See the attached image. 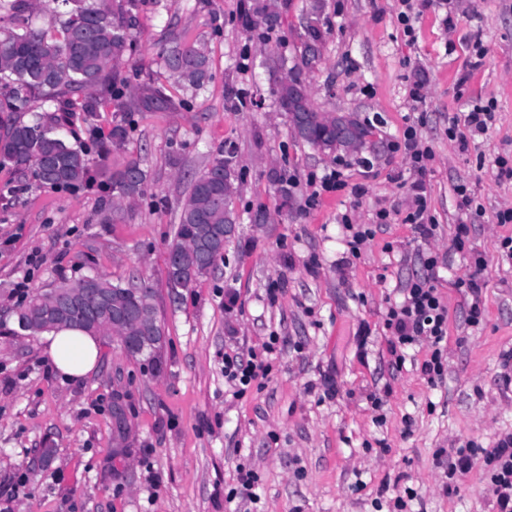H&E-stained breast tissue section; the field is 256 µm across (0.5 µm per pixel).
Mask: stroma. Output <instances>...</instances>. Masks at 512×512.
<instances>
[{
  "instance_id": "1",
  "label": "stroma",
  "mask_w": 512,
  "mask_h": 512,
  "mask_svg": "<svg viewBox=\"0 0 512 512\" xmlns=\"http://www.w3.org/2000/svg\"><path fill=\"white\" fill-rule=\"evenodd\" d=\"M412 3L405 25L401 0H321L312 102L373 126L362 153L296 139L277 107L311 0H280V25L249 34L239 0H141L136 51L121 67L128 87L156 73L177 35L207 44L211 79L171 111L98 113L102 135L122 120L130 126L107 162L135 160L146 172L135 204L105 224L97 192L41 186L32 170L0 167V323L13 325L28 294L100 274L152 289L165 334L161 369L106 336L94 371L71 383L41 337L0 334V512H495L484 463L447 494L442 454L512 433V383L503 381L512 260L501 249L512 223L496 218L512 208V179L495 165L512 159V0ZM478 42L487 50L480 62ZM490 101L488 130L460 148L452 121ZM411 124L435 155L428 240L405 222L415 176L393 149ZM229 145L236 231L209 275L170 288L168 250L189 180ZM336 168L344 187L308 206L311 178ZM459 184L469 209L457 206ZM346 218L375 227L356 256L345 247ZM461 223L470 235L459 252ZM425 251L443 263L448 308L444 372L432 384L421 372L431 347L416 345L393 369L385 327ZM477 253L486 269L483 320L473 327L454 283ZM272 337L267 377L233 396L225 355L262 353ZM242 468L257 479V500L239 483Z\"/></svg>"
}]
</instances>
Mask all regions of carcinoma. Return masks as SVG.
<instances>
[{"label": "carcinoma", "instance_id": "carcinoma-1", "mask_svg": "<svg viewBox=\"0 0 512 512\" xmlns=\"http://www.w3.org/2000/svg\"><path fill=\"white\" fill-rule=\"evenodd\" d=\"M57 7L48 27H36L29 16L37 0H0V166L33 168L36 180L61 188H90L101 193V212L140 196L146 173L131 160L111 170L106 155L93 163L76 135L75 113H82L86 129L93 130L104 104L117 112L173 110L187 103L208 83L211 59L202 43H185L175 37L163 49L164 73L148 76L130 96L119 70L134 51L131 30L138 24V0H54ZM263 0H240L238 20L249 33L264 24ZM320 2L311 5L304 41L320 42ZM182 92L176 98L171 89ZM280 109L290 115L296 138L336 151V129L321 123L322 113L311 101L306 79L293 71L275 90ZM232 169L224 150L191 178L190 190L179 215L169 252L177 253L186 275L167 271L169 285L185 288L213 269V259L224 252L216 232L233 214V193L224 189V170ZM85 288H104L111 301L139 312V316L114 326L112 307L100 308L88 318L84 307L74 306L69 316H58L55 297L80 298ZM18 329L37 336L51 331L79 330L93 336H147L149 344L125 353L158 368L164 347V330L157 317L153 294L147 289L134 294L102 275L63 279L50 292L37 291L17 311Z\"/></svg>", "mask_w": 512, "mask_h": 512}]
</instances>
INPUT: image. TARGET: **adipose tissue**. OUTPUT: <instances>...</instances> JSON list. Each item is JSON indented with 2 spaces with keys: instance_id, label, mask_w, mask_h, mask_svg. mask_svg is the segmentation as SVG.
<instances>
[{
  "instance_id": "adipose-tissue-1",
  "label": "adipose tissue",
  "mask_w": 512,
  "mask_h": 512,
  "mask_svg": "<svg viewBox=\"0 0 512 512\" xmlns=\"http://www.w3.org/2000/svg\"><path fill=\"white\" fill-rule=\"evenodd\" d=\"M47 350L59 374L67 380L88 375L99 358L97 337L79 331L62 330L48 333Z\"/></svg>"
}]
</instances>
